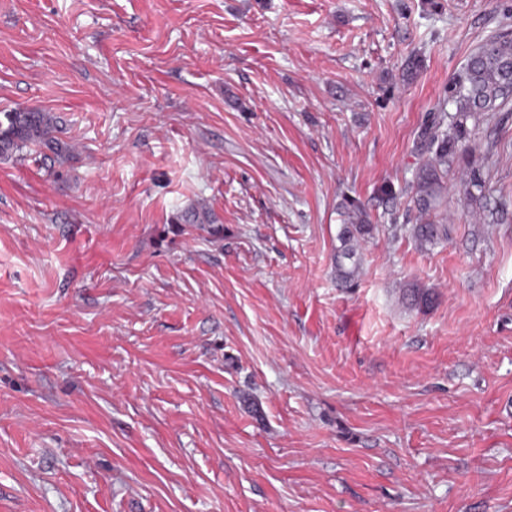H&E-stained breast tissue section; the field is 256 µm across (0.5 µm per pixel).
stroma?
<instances>
[{"mask_svg": "<svg viewBox=\"0 0 512 512\" xmlns=\"http://www.w3.org/2000/svg\"><path fill=\"white\" fill-rule=\"evenodd\" d=\"M511 30L512 0H0V112L70 147L0 161V512H512V103L483 191L443 177L447 240L408 230L421 130ZM342 209L343 224L338 233L341 247L337 250L335 260L336 280L341 287L353 288L359 274L356 247L361 240L371 235L374 224H371L365 208L355 199L345 200Z\"/></svg>", "mask_w": 512, "mask_h": 512, "instance_id": "stroma-1", "label": "stroma"}]
</instances>
